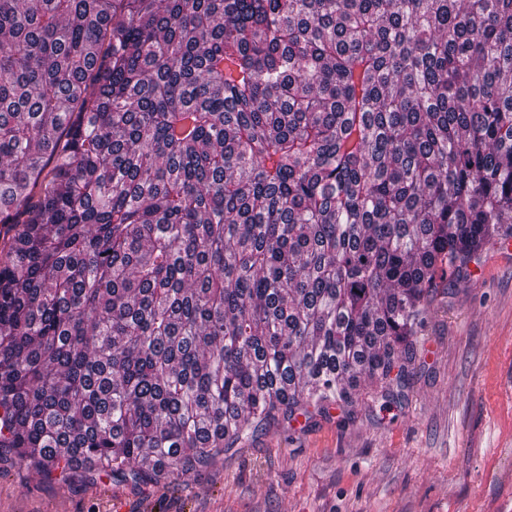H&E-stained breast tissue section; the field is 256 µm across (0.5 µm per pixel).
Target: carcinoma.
I'll return each mask as SVG.
<instances>
[{
	"instance_id": "carcinoma-1",
	"label": "carcinoma",
	"mask_w": 512,
	"mask_h": 512,
	"mask_svg": "<svg viewBox=\"0 0 512 512\" xmlns=\"http://www.w3.org/2000/svg\"><path fill=\"white\" fill-rule=\"evenodd\" d=\"M0 448L157 485L405 376L512 231V0H0Z\"/></svg>"
}]
</instances>
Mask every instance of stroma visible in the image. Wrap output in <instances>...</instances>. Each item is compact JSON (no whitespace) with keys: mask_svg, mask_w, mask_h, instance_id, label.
<instances>
[{"mask_svg":"<svg viewBox=\"0 0 512 512\" xmlns=\"http://www.w3.org/2000/svg\"><path fill=\"white\" fill-rule=\"evenodd\" d=\"M404 382L251 423L157 486L44 475L0 448V512H512V252L430 294Z\"/></svg>","mask_w":512,"mask_h":512,"instance_id":"obj_1","label":"stroma"}]
</instances>
